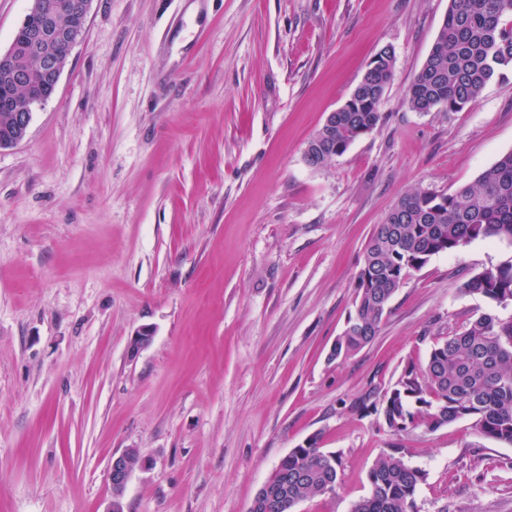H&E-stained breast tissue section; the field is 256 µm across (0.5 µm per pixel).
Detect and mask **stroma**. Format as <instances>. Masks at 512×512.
Returning a JSON list of instances; mask_svg holds the SVG:
<instances>
[{
  "label": "stroma",
  "instance_id": "35a3bbf8",
  "mask_svg": "<svg viewBox=\"0 0 512 512\" xmlns=\"http://www.w3.org/2000/svg\"><path fill=\"white\" fill-rule=\"evenodd\" d=\"M448 0H93L26 139L0 149V512H250L313 436L351 512L381 453L424 473L416 512H512V445L473 419L391 433L360 408L487 308L512 260L478 239L410 271L372 343L328 353L364 248L401 196L452 193L512 152V70L456 112L405 93ZM395 52L383 120L331 165L308 140ZM149 345L129 356L142 327ZM132 449L137 451L138 460L136 463H131L129 460ZM139 459L140 454L136 448H130L121 455L112 458L109 465V477L112 484L113 496L106 512H123L122 495Z\"/></svg>",
  "mask_w": 512,
  "mask_h": 512
}]
</instances>
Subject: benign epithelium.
I'll return each mask as SVG.
<instances>
[{"instance_id":"obj_1","label":"benign epithelium","mask_w":512,"mask_h":512,"mask_svg":"<svg viewBox=\"0 0 512 512\" xmlns=\"http://www.w3.org/2000/svg\"><path fill=\"white\" fill-rule=\"evenodd\" d=\"M92 0H30V7L20 29L26 31L23 42L12 41L0 52V67L13 72L15 82L29 87L30 69L22 62L38 60L37 72L43 78L42 93L28 94L12 104L11 125L0 137V148L14 146L27 135L32 109L49 100L55 93L60 76L72 50L83 37ZM153 332L141 328L128 343L130 355H136L151 342ZM130 451L112 458L109 477L113 496L106 512H123L122 495L135 464L129 460Z\"/></svg>"}]
</instances>
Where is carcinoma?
Returning <instances> with one entry per match:
<instances>
[{"mask_svg":"<svg viewBox=\"0 0 512 512\" xmlns=\"http://www.w3.org/2000/svg\"><path fill=\"white\" fill-rule=\"evenodd\" d=\"M395 55L383 51L364 72L354 93L327 117L308 141V165L323 167L343 155L383 120L380 107L389 88ZM512 68V0H449L448 14L416 73L405 102L415 112L457 111L476 100L487 83ZM23 90L0 73V136L7 127L5 100ZM477 239L512 242V152L484 169L476 181L450 194L414 190L376 226L356 277V299L329 359H347L377 336L380 323L404 277L435 255ZM462 291L485 299L490 311L435 345L421 368L407 367L393 388L371 390L359 401L380 408L384 424L398 434L410 428L435 431L472 418L485 437L512 444V319L494 310L512 302V261L483 269ZM401 448H390L368 474L369 494L352 512H415L423 473L406 465ZM340 457L313 436L292 449L267 480L280 512L334 489Z\"/></svg>","mask_w":512,"mask_h":512,"instance_id":"1","label":"carcinoma"}]
</instances>
